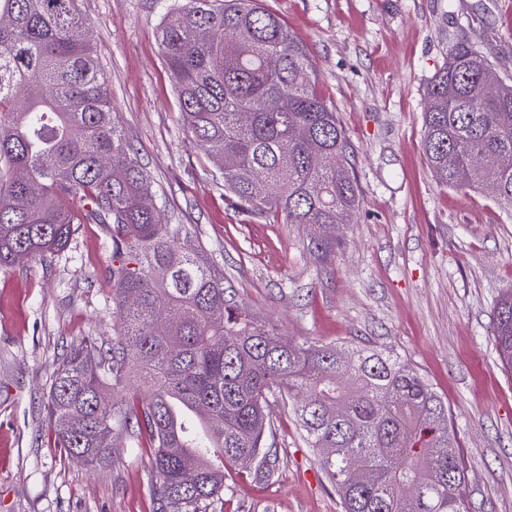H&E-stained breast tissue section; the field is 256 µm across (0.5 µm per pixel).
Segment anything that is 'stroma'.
I'll use <instances>...</instances> for the list:
<instances>
[{
  "mask_svg": "<svg viewBox=\"0 0 512 512\" xmlns=\"http://www.w3.org/2000/svg\"><path fill=\"white\" fill-rule=\"evenodd\" d=\"M175 0H79L116 125L160 195L189 225L236 300L284 342L395 349L447 398L471 512H512V375L492 316L512 288V210L433 177L425 89L460 40L512 77V0H265L307 46L321 93L353 148L360 206L321 254L299 224L232 207L215 158L182 127L157 28ZM111 253L80 224L63 252L0 269V512H154L149 450L122 441L90 468L54 448L45 408L75 339L112 338ZM279 469L229 465L211 512H342L291 409L270 404Z\"/></svg>",
  "mask_w": 512,
  "mask_h": 512,
  "instance_id": "1",
  "label": "stroma"
}]
</instances>
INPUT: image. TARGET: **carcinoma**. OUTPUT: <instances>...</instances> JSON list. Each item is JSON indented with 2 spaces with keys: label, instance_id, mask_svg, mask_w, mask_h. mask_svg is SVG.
<instances>
[{
  "label": "carcinoma",
  "instance_id": "1",
  "mask_svg": "<svg viewBox=\"0 0 512 512\" xmlns=\"http://www.w3.org/2000/svg\"><path fill=\"white\" fill-rule=\"evenodd\" d=\"M0 268L66 248L80 223L112 246V341L64 352L46 403L54 447L87 465L126 440L151 453L156 512H209L224 463L271 479L269 403L291 404L343 512H470L448 403L393 350L284 343L234 298L224 271L162 221L150 176L112 117L77 0H0ZM183 126L224 158V191L255 217L330 226L359 205L351 144L318 93L306 46L260 0H185L159 26ZM466 41L426 89L423 144L435 179L512 208V85ZM250 114L242 121L241 114ZM512 374V289L493 313ZM190 471L195 482L181 476Z\"/></svg>",
  "mask_w": 512,
  "mask_h": 512
}]
</instances>
